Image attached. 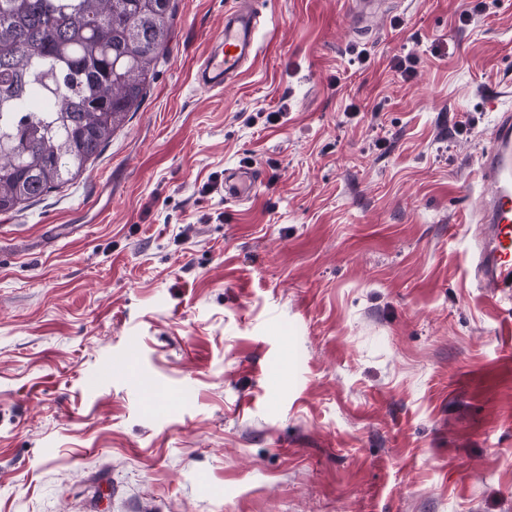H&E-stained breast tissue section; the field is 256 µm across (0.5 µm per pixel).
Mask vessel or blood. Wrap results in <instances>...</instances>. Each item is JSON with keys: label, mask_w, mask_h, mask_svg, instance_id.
I'll return each mask as SVG.
<instances>
[{"label": "vessel or blood", "mask_w": 512, "mask_h": 512, "mask_svg": "<svg viewBox=\"0 0 512 512\" xmlns=\"http://www.w3.org/2000/svg\"><path fill=\"white\" fill-rule=\"evenodd\" d=\"M259 21L245 0H235L225 12L223 33L215 36L203 58L195 81L207 90H220L226 79L240 75L258 58ZM482 181L492 186L481 210L486 224L476 276L490 298L512 297V109L499 113L492 128L489 146L479 157ZM256 182L250 169L225 172L224 192L237 202L253 196Z\"/></svg>", "instance_id": "vessel-or-blood-1"}]
</instances>
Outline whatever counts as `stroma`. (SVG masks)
<instances>
[{
	"label": "stroma",
	"mask_w": 512,
	"mask_h": 512,
	"mask_svg": "<svg viewBox=\"0 0 512 512\" xmlns=\"http://www.w3.org/2000/svg\"><path fill=\"white\" fill-rule=\"evenodd\" d=\"M176 2L100 157L0 214V512H512V299L474 274L512 0L365 33L254 0L220 91L193 75L232 0ZM256 182L249 168L227 170L224 174V192L229 199L245 201L253 196Z\"/></svg>",
	"instance_id": "35a3bbf8"
}]
</instances>
